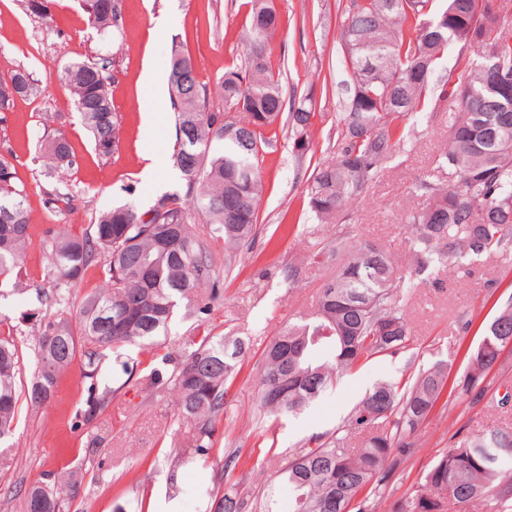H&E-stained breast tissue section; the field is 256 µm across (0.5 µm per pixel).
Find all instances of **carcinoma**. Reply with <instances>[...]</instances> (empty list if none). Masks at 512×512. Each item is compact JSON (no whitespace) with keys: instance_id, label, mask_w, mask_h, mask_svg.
Listing matches in <instances>:
<instances>
[{"instance_id":"carcinoma-1","label":"carcinoma","mask_w":512,"mask_h":512,"mask_svg":"<svg viewBox=\"0 0 512 512\" xmlns=\"http://www.w3.org/2000/svg\"><path fill=\"white\" fill-rule=\"evenodd\" d=\"M54 0H25L28 12L48 25ZM90 16L103 32L120 26L121 0H97ZM363 0L345 8L339 37L348 54L353 87L339 116L341 140L336 158L319 163L307 186L308 206L323 224H333L347 203L375 182L385 162L409 134L404 121L420 117L432 104L454 113L448 150L437 158L448 168V187L425 177L410 193L426 204L406 217L412 270L399 273L390 251L374 244L348 245L336 238V276L320 290L316 308L275 337L265 348L258 381L260 409L270 415L296 414L341 374L361 360L413 352L414 335L402 313L404 300L436 268L466 267L491 253H512V40L495 34L499 14L492 0ZM246 35L253 55L245 72L230 70L216 92L197 78L190 55L170 63L169 91L176 114L173 164L185 180V193L162 195L145 212L132 205L101 213L80 235L61 232L53 242L50 271L68 287L81 282L100 262L107 286L84 294L78 323L48 321L38 337L36 370L18 392L17 337L0 338V443L14 430L20 401L36 410L54 398L57 381L79 362L88 378L111 355L124 360L127 347L151 343L167 333L178 312L210 311L217 264L208 244L189 224L187 200L209 224V236L224 250L244 247L255 237L258 201L264 192L260 152L277 138L285 118L292 146L310 143L314 97L306 94L287 116L280 74L266 53L280 16L272 0H248ZM473 50L464 82L442 77L432 82L448 46ZM77 111L84 116L95 150L109 157L118 148L120 122L109 92V61H74L61 74ZM217 95L222 104L212 103ZM47 166L69 170L76 157L58 135L45 146ZM0 287L18 286V268L33 237L25 185L14 164L0 157ZM117 316L113 327L105 321ZM512 337V297L497 306L481 327L479 343L465 353L461 375L436 362L403 385L377 383L352 409L344 428L316 435L291 450L277 470L288 486V504L268 500L263 512H375V496L411 450L410 438L445 396L485 400L481 384L494 370ZM247 354L238 336L206 335L197 347L167 355L153 368L155 384L172 385L179 420L194 425V448L170 463L169 488L177 470L213 450L214 419L224 412L228 383ZM280 388V401L264 396ZM495 393L487 406L500 412L512 404V386ZM85 471L51 473L47 482L20 498V512H70ZM512 512V423L481 432L457 431L451 444L421 474L392 512ZM244 497L231 487L208 494L207 512H242ZM142 498H118L113 512H145Z\"/></svg>"}]
</instances>
